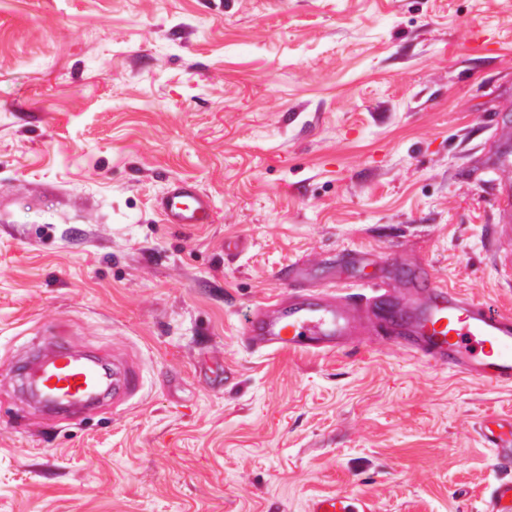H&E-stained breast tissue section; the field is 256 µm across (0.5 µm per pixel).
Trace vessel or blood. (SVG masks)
Wrapping results in <instances>:
<instances>
[{"label":"vessel or blood","instance_id":"vessel-or-blood-1","mask_svg":"<svg viewBox=\"0 0 512 512\" xmlns=\"http://www.w3.org/2000/svg\"><path fill=\"white\" fill-rule=\"evenodd\" d=\"M498 223L512 236V185L495 196ZM161 220L176 226L213 221L208 194L190 180L168 187L159 201ZM364 296L354 299L345 284L320 287L258 305L248 316L243 334L250 349L274 355L284 351L338 352L357 343L361 324L354 315L364 306L381 333L408 352L436 366L497 385H512V316L474 302L448 285L418 273L391 294L386 281H365ZM40 389L36 402L53 416L92 408L113 396L131 402L140 393L142 373L133 361L113 364L102 377L98 358L72 348L45 343L33 356ZM480 435L501 468L512 467V431L481 423ZM308 512H374L370 503L343 494L314 497ZM483 512H512V478L499 479Z\"/></svg>","mask_w":512,"mask_h":512}]
</instances>
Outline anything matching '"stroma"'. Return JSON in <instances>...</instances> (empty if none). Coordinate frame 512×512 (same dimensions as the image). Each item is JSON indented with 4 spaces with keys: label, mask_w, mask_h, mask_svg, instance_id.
<instances>
[{
    "label": "stroma",
    "mask_w": 512,
    "mask_h": 512,
    "mask_svg": "<svg viewBox=\"0 0 512 512\" xmlns=\"http://www.w3.org/2000/svg\"><path fill=\"white\" fill-rule=\"evenodd\" d=\"M501 129L512 0H0V512H481L512 386L241 336L296 262L402 255L512 313ZM179 179L213 223H162ZM35 339L138 362V398L49 419L10 375ZM494 206L497 211L498 225L502 226L504 235H511L512 240V184L498 189ZM308 512H374L364 499L343 494H323L314 497L308 504Z\"/></svg>",
    "instance_id": "stroma-1"
}]
</instances>
